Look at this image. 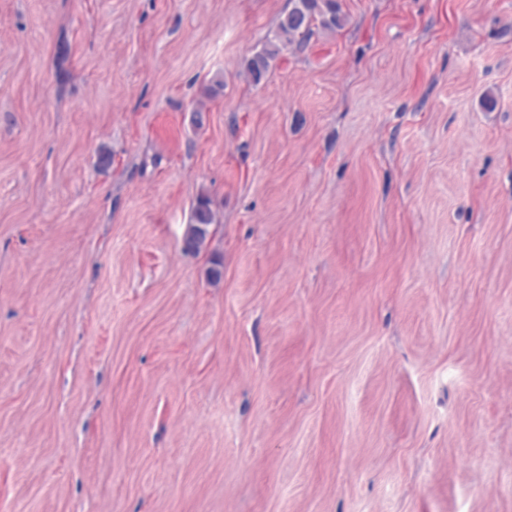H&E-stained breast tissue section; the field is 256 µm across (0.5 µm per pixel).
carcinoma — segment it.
Wrapping results in <instances>:
<instances>
[{
	"label": "carcinoma",
	"mask_w": 512,
	"mask_h": 512,
	"mask_svg": "<svg viewBox=\"0 0 512 512\" xmlns=\"http://www.w3.org/2000/svg\"><path fill=\"white\" fill-rule=\"evenodd\" d=\"M291 3L292 7L279 18L272 36L266 39L262 49L246 60L245 72L254 85L268 79L284 51L303 48L313 29L319 27L334 33L345 24L339 0H291ZM215 223L217 214L211 196L199 194L192 205L190 224L183 236V250L187 253L203 250L207 245L209 228Z\"/></svg>",
	"instance_id": "carcinoma-1"
}]
</instances>
